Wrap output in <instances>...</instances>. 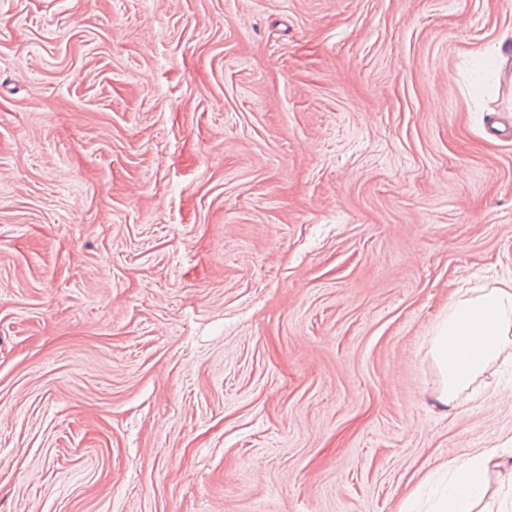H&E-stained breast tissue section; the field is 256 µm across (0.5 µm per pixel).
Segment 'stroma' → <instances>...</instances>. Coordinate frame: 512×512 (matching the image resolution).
<instances>
[{"label":"stroma","mask_w":512,"mask_h":512,"mask_svg":"<svg viewBox=\"0 0 512 512\" xmlns=\"http://www.w3.org/2000/svg\"><path fill=\"white\" fill-rule=\"evenodd\" d=\"M512 0H0V512H402L484 448L430 338L512 284Z\"/></svg>","instance_id":"obj_1"}]
</instances>
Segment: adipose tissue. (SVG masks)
<instances>
[{"label": "adipose tissue", "instance_id": "obj_1", "mask_svg": "<svg viewBox=\"0 0 512 512\" xmlns=\"http://www.w3.org/2000/svg\"><path fill=\"white\" fill-rule=\"evenodd\" d=\"M510 345L512 287L492 288L449 305L431 342L443 380L440 402L451 404ZM500 466L499 454L493 448L452 461L453 479L446 491L429 507L413 500L403 512H487V479Z\"/></svg>", "mask_w": 512, "mask_h": 512}]
</instances>
